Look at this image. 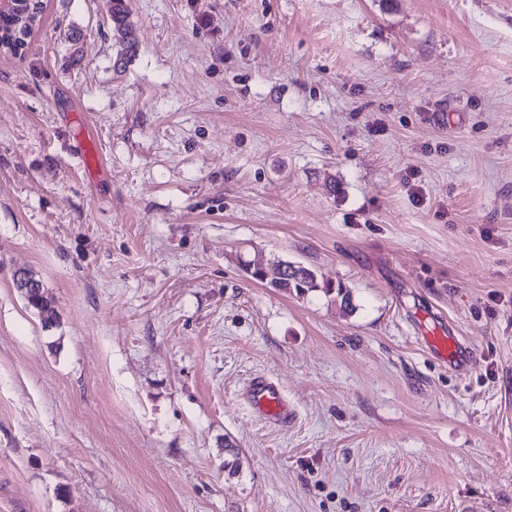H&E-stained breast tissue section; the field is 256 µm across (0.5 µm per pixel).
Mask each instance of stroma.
I'll return each instance as SVG.
<instances>
[{
  "mask_svg": "<svg viewBox=\"0 0 512 512\" xmlns=\"http://www.w3.org/2000/svg\"><path fill=\"white\" fill-rule=\"evenodd\" d=\"M43 5L0 52V512H512V0H130L121 73L107 0ZM284 263L286 265V269L282 274H280V277L272 278L265 282L263 271L253 269L251 272L246 261L241 260L240 262L243 270L251 280L259 283H265L271 288L287 293L295 292L297 294H305L306 292L315 291L319 288H322L326 294H332L336 290L337 297H341V302L345 307L349 308L351 306V297L346 288H343L341 285H337L336 289L330 285L322 287L317 282V276L312 269L288 261H285ZM29 278H31V275L25 269H19L15 279L23 288L19 289L20 287L16 285L14 279L15 288L21 293L27 307L31 308L38 315L42 324L46 327L48 323L51 324L57 321L54 297L48 293L41 280L37 277L35 280L38 283V287H31V289L25 292L20 291L25 290L24 287ZM47 326L49 327L51 325ZM251 403L266 417L283 421L288 413L280 397L278 388L262 378L251 381L249 385Z\"/></svg>",
  "mask_w": 512,
  "mask_h": 512,
  "instance_id": "35a3bbf8",
  "label": "stroma"
}]
</instances>
